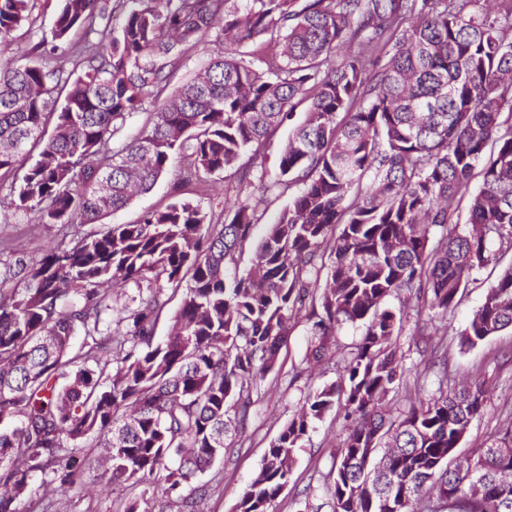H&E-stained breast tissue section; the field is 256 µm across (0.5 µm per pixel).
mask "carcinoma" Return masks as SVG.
Returning a JSON list of instances; mask_svg holds the SVG:
<instances>
[{"label":"carcinoma","mask_w":512,"mask_h":512,"mask_svg":"<svg viewBox=\"0 0 512 512\" xmlns=\"http://www.w3.org/2000/svg\"><path fill=\"white\" fill-rule=\"evenodd\" d=\"M37 0H0V224H99L180 158L183 182L234 184L224 223L188 200L134 224H100L0 279V512H58L82 466L159 512H202L200 482L250 425L281 345L308 324V360L363 327L336 381L309 392L242 487L236 512H277L295 455L334 406L352 421L326 483L332 512H512V427L467 460L485 408L479 379L448 388L431 336L497 253L512 250V0H61L52 38L23 58L12 33ZM216 47L190 80L184 62ZM74 62L77 76L67 70ZM295 126L274 186L303 185L259 240L265 146ZM144 117L128 141L116 135ZM249 155L243 163L244 155ZM481 184L469 191L474 171ZM468 199L465 224L453 222ZM254 246L249 269L242 252ZM150 283L110 325L115 288ZM416 301L417 350L438 389L395 411L401 311ZM171 332L157 321L175 298ZM512 328V265L461 332L474 347ZM92 438L101 459L84 461Z\"/></svg>","instance_id":"1"}]
</instances>
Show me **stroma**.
I'll return each instance as SVG.
<instances>
[{"label": "stroma", "mask_w": 512, "mask_h": 512, "mask_svg": "<svg viewBox=\"0 0 512 512\" xmlns=\"http://www.w3.org/2000/svg\"><path fill=\"white\" fill-rule=\"evenodd\" d=\"M179 167V161H172L168 173L151 192L134 197L126 209L109 216V223H135L145 211L164 208L177 197L201 204L211 211L215 223H222L224 214L220 203L225 196L226 182L211 184L203 193L190 184L179 187L175 184ZM5 232L12 238L15 249L32 262L58 245L75 241L80 235L76 228L64 233L53 225H35L28 215L17 216L13 224L6 226ZM510 265L512 251L483 269L477 282L467 288L461 304L448 315V334L444 342L448 351L449 386H460L477 375L485 380L489 391L484 413L472 421L461 443L457 453L461 461L469 458L472 450L491 434L512 425V359L503 355L504 350L512 348V331H503L470 349L460 344V332L482 303L487 288L500 269ZM414 324V318H405L397 341L403 374L399 388L394 389L390 397L392 405L400 408L406 404L407 391L418 392L420 398L426 399L437 388L434 377L424 372L426 360L417 351L412 338ZM308 339L306 323L298 322L279 352V374L268 375L261 385L255 415L242 445L235 447L229 458L213 469L218 485L205 501L204 512H234L241 488L258 469L279 428L310 390L338 378L342 367L340 359L307 367ZM299 367L304 373L297 378L293 372ZM346 433L341 414L333 411L325 414L297 452L292 480L278 499L279 512H330L325 483L333 455ZM84 480L88 489L81 496L57 494L59 512H119L121 500L113 498L110 489L102 486L95 470H87Z\"/></svg>", "instance_id": "stroma-1"}]
</instances>
